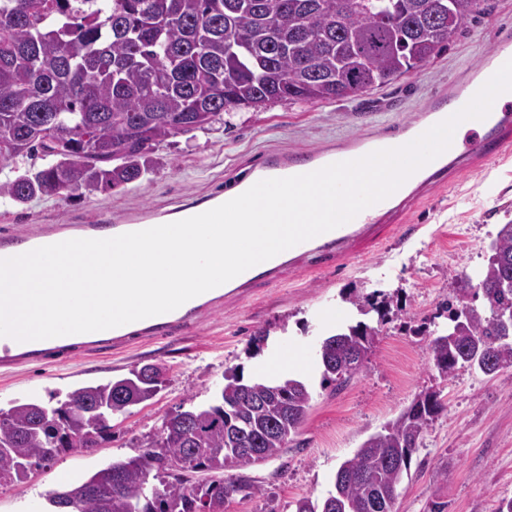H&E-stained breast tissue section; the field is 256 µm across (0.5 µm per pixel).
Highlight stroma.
I'll return each mask as SVG.
<instances>
[{
  "mask_svg": "<svg viewBox=\"0 0 512 512\" xmlns=\"http://www.w3.org/2000/svg\"><path fill=\"white\" fill-rule=\"evenodd\" d=\"M487 7L428 63L359 96L233 110L223 122L161 143L148 172L121 188H82L64 199L41 196L24 204L0 197V239L140 214L174 219L261 171L269 153L384 138L512 38V0H487ZM509 222L512 158L482 162L450 173L445 187L412 201L402 222L378 213L353 242L350 259L316 270L313 254H306L200 305L170 337L135 332L109 346L87 343L45 361L0 366L4 409L19 401L52 407L78 387L145 365L163 367L167 378L154 399L113 416L112 438L101 448L60 455L51 467L0 485V512H47L58 474L73 482L136 456L140 440L156 433L166 415L211 403L226 370L240 369L245 380H254L257 358L272 345L303 349L311 407L300 435L279 456L243 470L264 495L234 497L225 512H294L299 498H323L341 462L427 390L439 391L445 409L423 432L397 489V512H431L437 504L443 512H494L500 499L512 498V369L492 381L470 370L443 376L433 365L429 334L447 323L443 307L454 295L455 274L479 271L488 244ZM378 292L391 295L393 304L385 318H364L380 327L365 366L340 392L321 388V340L362 319L351 295ZM261 330L267 333L262 341L256 338Z\"/></svg>",
  "mask_w": 512,
  "mask_h": 512,
  "instance_id": "35a3bbf8",
  "label": "stroma"
}]
</instances>
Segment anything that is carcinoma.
Masks as SVG:
<instances>
[{"label":"carcinoma","mask_w":512,"mask_h":512,"mask_svg":"<svg viewBox=\"0 0 512 512\" xmlns=\"http://www.w3.org/2000/svg\"><path fill=\"white\" fill-rule=\"evenodd\" d=\"M485 10L484 0H0V162L44 165L0 183L18 203L141 178L155 146L204 129L236 108L359 95L428 62ZM49 125L54 142L39 137ZM98 153H86L88 144ZM512 223L500 225L485 266L456 278L448 327L430 342L444 376L512 367ZM482 304H473L476 297ZM358 312L384 316L366 296ZM379 329L364 321L320 347L321 386L343 389L364 367ZM215 402L169 414L139 455L49 494L66 512H224L261 489L224 475L279 454L300 434L312 400L295 377L243 382L235 371ZM166 379L142 371L79 387L56 407L0 408V483L112 438L108 417L155 397ZM445 410L419 393L338 467L322 499L295 512H395L424 429ZM193 448L206 454L195 455ZM246 448L261 449L254 457Z\"/></svg>","instance_id":"carcinoma-1"}]
</instances>
